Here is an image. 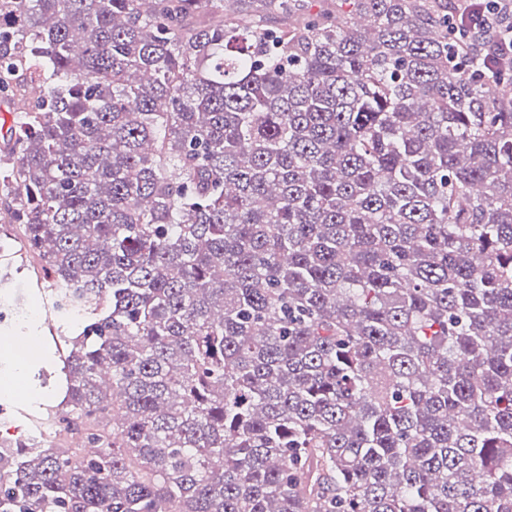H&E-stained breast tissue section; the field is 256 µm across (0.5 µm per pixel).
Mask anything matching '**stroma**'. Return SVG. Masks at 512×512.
Returning <instances> with one entry per match:
<instances>
[{
  "mask_svg": "<svg viewBox=\"0 0 512 512\" xmlns=\"http://www.w3.org/2000/svg\"><path fill=\"white\" fill-rule=\"evenodd\" d=\"M35 302L41 322L0 319V428L15 439L45 427L62 401V367L79 324L65 320L57 309V292L44 281L36 260L24 248L18 229L0 223V294Z\"/></svg>",
  "mask_w": 512,
  "mask_h": 512,
  "instance_id": "stroma-1",
  "label": "stroma"
}]
</instances>
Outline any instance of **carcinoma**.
I'll return each instance as SVG.
<instances>
[{
    "instance_id": "1",
    "label": "carcinoma",
    "mask_w": 512,
    "mask_h": 512,
    "mask_svg": "<svg viewBox=\"0 0 512 512\" xmlns=\"http://www.w3.org/2000/svg\"><path fill=\"white\" fill-rule=\"evenodd\" d=\"M0 0V167L93 312L0 512H512V68L448 0Z\"/></svg>"
}]
</instances>
